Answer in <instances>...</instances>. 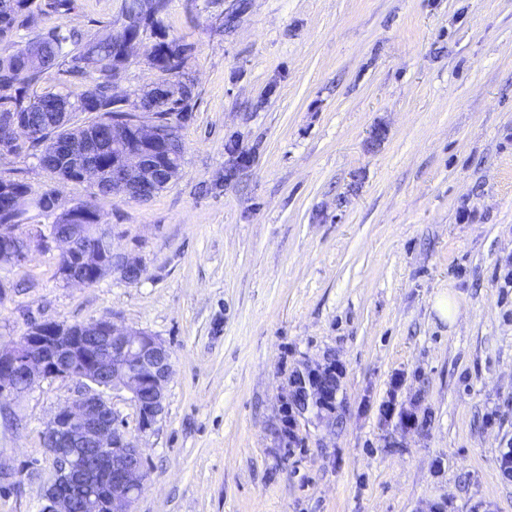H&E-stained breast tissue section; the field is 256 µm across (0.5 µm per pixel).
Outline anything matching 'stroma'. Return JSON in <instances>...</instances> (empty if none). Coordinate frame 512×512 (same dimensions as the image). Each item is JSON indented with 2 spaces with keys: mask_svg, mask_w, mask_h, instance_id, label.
I'll return each instance as SVG.
<instances>
[{
  "mask_svg": "<svg viewBox=\"0 0 512 512\" xmlns=\"http://www.w3.org/2000/svg\"><path fill=\"white\" fill-rule=\"evenodd\" d=\"M122 0L34 16L88 37ZM193 47L180 175L152 199L59 183L99 210L138 282L66 287L53 245L0 270V343L29 323L110 319L169 348L167 405L141 431L133 512H512V0H169ZM132 46L114 93L159 74ZM460 303L455 325L432 305ZM336 370L329 407L278 432L296 370ZM82 387L0 395V512H39L46 424Z\"/></svg>",
  "mask_w": 512,
  "mask_h": 512,
  "instance_id": "1",
  "label": "stroma"
}]
</instances>
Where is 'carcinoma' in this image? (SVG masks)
Segmentation results:
<instances>
[{"mask_svg": "<svg viewBox=\"0 0 512 512\" xmlns=\"http://www.w3.org/2000/svg\"><path fill=\"white\" fill-rule=\"evenodd\" d=\"M168 0H122L120 23H110L102 33L78 39L52 28L28 41L30 60L15 52L0 54V155L26 149L49 173L63 181L73 180L70 161L58 157L56 145L71 139L84 126L99 135V141L112 143V127L128 122L135 113L123 109L112 95L114 81L121 77L127 54L126 45L132 36L153 38L149 60L161 78L155 86L164 85L169 98L154 103L151 111L173 117V129L168 152L173 161L182 159L184 143L179 124L188 117L189 102L194 87L184 80L187 51L191 47L175 38H168L162 25V15ZM75 8V0H0V44L11 41L26 28L34 11L44 15ZM79 72L88 81L77 91L37 92L46 75L62 63ZM92 115L78 122V115ZM21 122L30 127L22 142L17 141L12 124ZM0 186L16 193L27 194L32 204L55 224H70L69 213L56 212V193L53 190L35 191L24 180L0 175ZM74 211H84L87 229L80 241L92 247L101 246L96 225L101 223L97 208L90 202H79Z\"/></svg>", "mask_w": 512, "mask_h": 512, "instance_id": "cac0c4a2", "label": "carcinoma"}]
</instances>
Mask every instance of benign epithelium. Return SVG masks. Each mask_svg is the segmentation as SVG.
<instances>
[{
  "instance_id": "1",
  "label": "benign epithelium",
  "mask_w": 512,
  "mask_h": 512,
  "mask_svg": "<svg viewBox=\"0 0 512 512\" xmlns=\"http://www.w3.org/2000/svg\"><path fill=\"white\" fill-rule=\"evenodd\" d=\"M164 120L155 116L133 119L132 129L139 149L131 150L124 139L125 127L116 126L112 145L119 154L120 174L112 175L111 191L127 192L129 180H137L146 196L154 164L163 162L166 143ZM79 180L99 184L102 170L92 156L77 165ZM84 225L80 216L64 232L49 236L22 234L14 224L0 225V268L23 260L35 243L56 244L60 254L75 255L62 265L58 278L66 285H87L116 270L124 280L138 281L144 267L137 257L112 252V241L103 233L100 249H76ZM172 374V356L157 337L118 325L109 319L87 324L56 321L29 323L20 340L0 344V391L30 390L39 380H76L83 389L78 398L59 408L44 432V445L54 455L56 469L44 494L41 512H77L83 506L92 512H132L146 474L143 449L138 439L125 434L117 423L106 389L125 390L136 405L140 429L156 423L165 409L167 387ZM314 372L298 371L291 383L290 411L305 414L322 407L323 391L316 386Z\"/></svg>"
}]
</instances>
